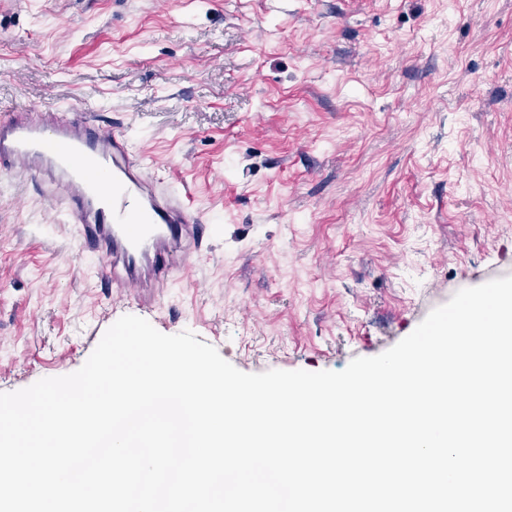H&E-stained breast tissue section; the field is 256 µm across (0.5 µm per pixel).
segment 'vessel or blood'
Wrapping results in <instances>:
<instances>
[{"label": "vessel or blood", "instance_id": "obj_1", "mask_svg": "<svg viewBox=\"0 0 512 512\" xmlns=\"http://www.w3.org/2000/svg\"><path fill=\"white\" fill-rule=\"evenodd\" d=\"M0 167L40 185L116 294L150 301L184 274L205 216L131 150L124 127L60 108L0 114Z\"/></svg>", "mask_w": 512, "mask_h": 512}]
</instances>
